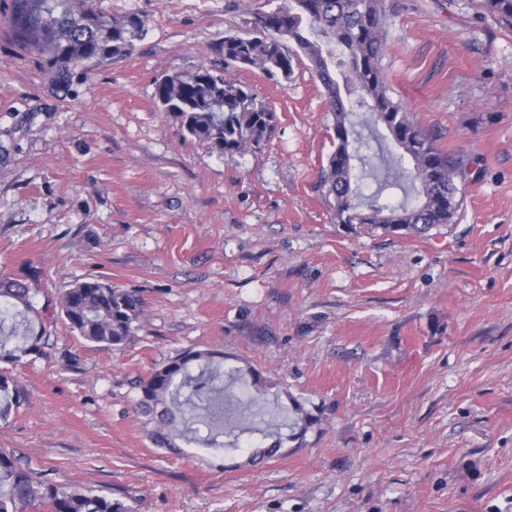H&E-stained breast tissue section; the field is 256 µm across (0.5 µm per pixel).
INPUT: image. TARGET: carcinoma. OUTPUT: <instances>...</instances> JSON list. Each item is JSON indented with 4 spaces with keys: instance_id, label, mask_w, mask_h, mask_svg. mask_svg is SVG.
I'll list each match as a JSON object with an SVG mask.
<instances>
[{
    "instance_id": "obj_1",
    "label": "carcinoma",
    "mask_w": 512,
    "mask_h": 512,
    "mask_svg": "<svg viewBox=\"0 0 512 512\" xmlns=\"http://www.w3.org/2000/svg\"><path fill=\"white\" fill-rule=\"evenodd\" d=\"M483 7L512 26V0H483ZM386 0H283L271 11L254 14L244 35L224 37L218 52L224 68L199 66L189 75L156 83L161 109L180 119L186 134L220 155L257 147L272 132L275 113L251 91L227 77L228 68L261 71L287 80L294 60L311 63L332 115L333 151L321 184L335 200L343 224H368L385 233L422 234L454 222L462 186L479 159L441 150L421 130L406 106L389 94L382 59L386 49ZM4 23L16 47L43 55L66 75L70 67L96 65L130 55L146 35L143 19L129 14L116 21L88 0H10ZM372 132L376 146L362 140L356 126ZM145 302L135 292L109 281H81L59 299L60 315L75 336L99 347L118 348L142 327ZM30 283L0 278V333L21 344L0 359L17 362L40 352L34 334ZM224 354L185 351L148 376L137 379L138 410L157 419L152 438L171 447L177 438L198 440L224 450L223 414L252 423L269 415L264 379L249 370L255 394L224 408V389L213 387ZM11 374L0 372V418L20 407ZM132 512V508L76 485L42 478L13 454L0 451V512Z\"/></svg>"
}]
</instances>
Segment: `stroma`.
<instances>
[{
	"mask_svg": "<svg viewBox=\"0 0 512 512\" xmlns=\"http://www.w3.org/2000/svg\"><path fill=\"white\" fill-rule=\"evenodd\" d=\"M281 2L90 0L147 34L63 83L0 22V274L29 279L43 336L0 360L25 394L0 450L134 512H512V28L481 0H387L391 96L481 163L454 224L384 234L339 224L318 185L332 117L308 60L281 83L230 69L275 113L240 155L157 105V81L220 63ZM91 279L143 297L128 344L62 320ZM188 349L259 371L278 417L226 425L221 454L155 447L133 382ZM296 402L313 418L297 438Z\"/></svg>",
	"mask_w": 512,
	"mask_h": 512,
	"instance_id": "stroma-1",
	"label": "stroma"
}]
</instances>
